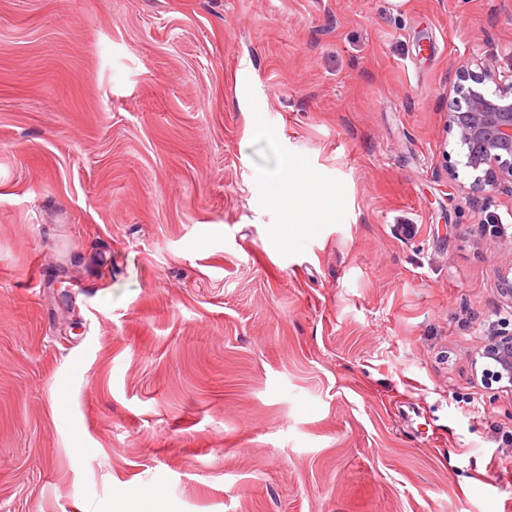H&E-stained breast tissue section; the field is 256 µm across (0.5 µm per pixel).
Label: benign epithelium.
Masks as SVG:
<instances>
[{"mask_svg": "<svg viewBox=\"0 0 512 512\" xmlns=\"http://www.w3.org/2000/svg\"><path fill=\"white\" fill-rule=\"evenodd\" d=\"M479 71L461 67L455 98L448 109L447 134L456 138L464 166L481 170L477 186L512 192V69L487 63ZM479 357L487 371L486 383L512 390V331L491 336Z\"/></svg>", "mask_w": 512, "mask_h": 512, "instance_id": "1", "label": "benign epithelium"}]
</instances>
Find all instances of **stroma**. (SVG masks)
<instances>
[{
  "mask_svg": "<svg viewBox=\"0 0 512 512\" xmlns=\"http://www.w3.org/2000/svg\"><path fill=\"white\" fill-rule=\"evenodd\" d=\"M476 57L512 0H0V512H512ZM479 357L484 362L486 383L499 384L501 389L512 390V331L496 333L482 346Z\"/></svg>",
  "mask_w": 512,
  "mask_h": 512,
  "instance_id": "stroma-1",
  "label": "stroma"
}]
</instances>
